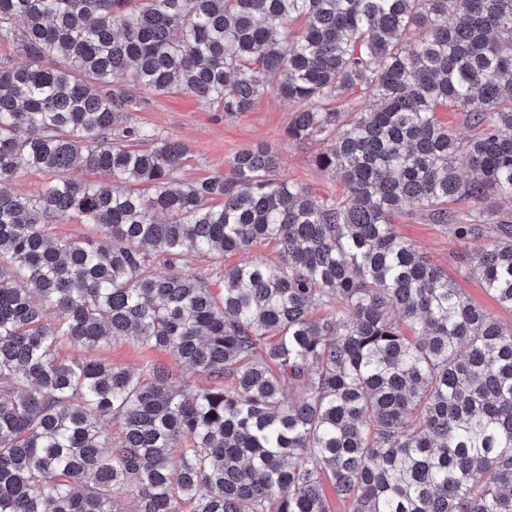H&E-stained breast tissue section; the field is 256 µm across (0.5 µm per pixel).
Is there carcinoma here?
Listing matches in <instances>:
<instances>
[{
	"label": "carcinoma",
	"instance_id": "1",
	"mask_svg": "<svg viewBox=\"0 0 512 512\" xmlns=\"http://www.w3.org/2000/svg\"><path fill=\"white\" fill-rule=\"evenodd\" d=\"M4 45L0 512H512V324L395 228L416 205L492 238L465 260L512 310V0H0ZM144 91L292 102L341 193L265 145L182 179L185 144L129 121ZM21 161L44 187L8 190ZM75 218L101 240L52 231ZM260 241L280 261L218 293L186 270ZM113 340L212 385L63 353ZM437 117L439 120L450 125L461 140H468L476 131L467 122L465 112H458L450 107L440 108L437 112Z\"/></svg>",
	"mask_w": 512,
	"mask_h": 512
}]
</instances>
